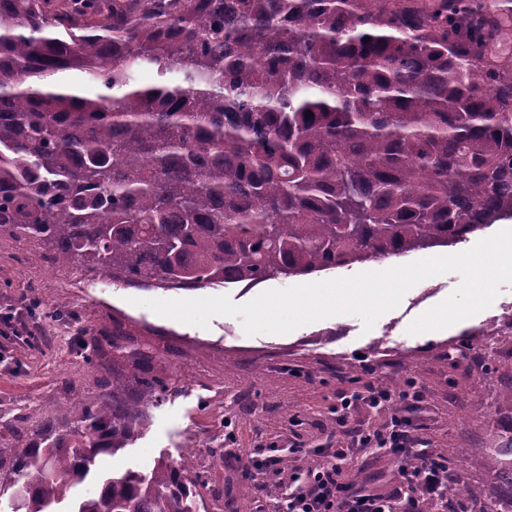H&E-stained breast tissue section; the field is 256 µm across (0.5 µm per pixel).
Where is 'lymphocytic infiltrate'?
I'll return each instance as SVG.
<instances>
[{"instance_id":"obj_1","label":"lymphocytic infiltrate","mask_w":512,"mask_h":512,"mask_svg":"<svg viewBox=\"0 0 512 512\" xmlns=\"http://www.w3.org/2000/svg\"><path fill=\"white\" fill-rule=\"evenodd\" d=\"M411 399L407 390H391L369 382L362 391L344 397L339 420L348 423L357 402L371 407L392 408L394 403ZM350 440L343 448H323L324 465L318 470L296 471L280 482L275 512H429L431 506H448L451 475L440 454L424 445L413 421L393 411L384 432L369 433L350 429ZM376 453L390 456L396 475L391 488L383 493L356 486L346 478L347 458Z\"/></svg>"}]
</instances>
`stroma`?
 Returning <instances> with one entry per match:
<instances>
[{
	"mask_svg": "<svg viewBox=\"0 0 512 512\" xmlns=\"http://www.w3.org/2000/svg\"><path fill=\"white\" fill-rule=\"evenodd\" d=\"M512 229V219L471 235L468 241L315 274V281L382 271L436 256ZM42 243L25 239L0 252V311L28 293L46 306L79 312L98 338L93 361L59 327L25 316L19 330L0 332V425L35 408L99 394L112 384V333L136 325L137 342L151 351L152 374L166 378L169 392L152 407L144 433L128 448L106 458L114 469L145 471L155 461H176L193 452L203 483L200 500L216 512H274L271 497L256 492L215 451L232 436L243 457L278 450L292 468L306 467L307 449L337 448L348 439L336 420L343 397L367 381H391L418 371L425 395L412 418L425 444L491 452L512 439V407L499 402L512 386V355L498 356L481 336L487 315L512 306V284L501 285L488 311L430 335L409 333L425 311L458 288L459 274L423 279L383 314L372 328L362 319L337 315L288 334L245 335L239 318L219 315L208 327L188 325L142 307L145 299L177 300L227 296L241 305L270 289L302 284L299 276L274 277L255 287L239 285L187 291L143 290L74 266H53ZM350 477L388 490L394 475L386 457H356Z\"/></svg>",
	"mask_w": 512,
	"mask_h": 512,
	"instance_id": "1",
	"label": "stroma"
}]
</instances>
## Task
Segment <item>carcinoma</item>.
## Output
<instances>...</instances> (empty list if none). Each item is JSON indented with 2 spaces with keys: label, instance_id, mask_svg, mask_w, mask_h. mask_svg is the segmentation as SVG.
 Returning <instances> with one entry per match:
<instances>
[{
  "label": "carcinoma",
  "instance_id": "1",
  "mask_svg": "<svg viewBox=\"0 0 512 512\" xmlns=\"http://www.w3.org/2000/svg\"><path fill=\"white\" fill-rule=\"evenodd\" d=\"M481 9L0 0V252L37 239L57 264L190 290L467 241L512 217V65L486 61ZM140 67L177 79L142 86ZM135 335L112 338L111 389L0 430L12 512H54L144 432L169 384ZM451 454L512 493V440ZM194 462L109 471L71 512H193Z\"/></svg>",
  "mask_w": 512,
  "mask_h": 512
}]
</instances>
